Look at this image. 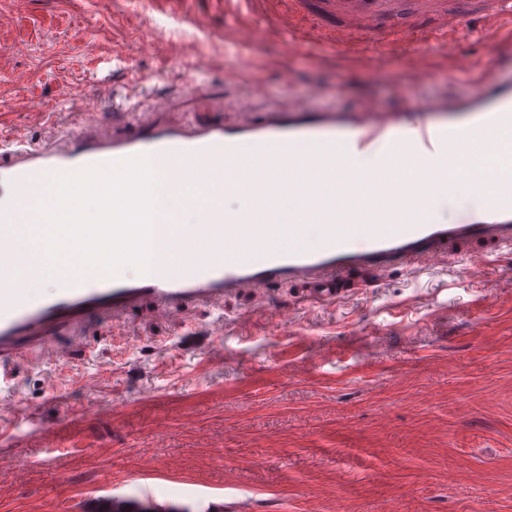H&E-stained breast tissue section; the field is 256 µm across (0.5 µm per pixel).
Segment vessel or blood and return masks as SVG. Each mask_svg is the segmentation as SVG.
<instances>
[{
	"mask_svg": "<svg viewBox=\"0 0 512 512\" xmlns=\"http://www.w3.org/2000/svg\"><path fill=\"white\" fill-rule=\"evenodd\" d=\"M280 30L327 49L378 54L403 51L410 61L433 47L453 63L469 90L427 98L399 112H314L304 105L265 113L236 126L136 123L122 136L106 125L56 144L0 131V369L34 343L52 360L70 351L51 343L68 323L91 313H118L151 301L168 321L186 306L283 280L313 285L336 301L338 278L356 268L433 270L443 248L467 250L472 279L487 275L490 256L512 246V79L496 78L460 48L463 17L505 20L512 0H449L430 38L405 14L416 0H269ZM145 155L163 187L154 235L163 259L150 273L76 276L61 265L58 285L44 278L28 240L39 230L33 208L61 173ZM483 164V177H472ZM89 512H169L153 493L91 498Z\"/></svg>",
	"mask_w": 512,
	"mask_h": 512,
	"instance_id": "1",
	"label": "vessel or blood"
}]
</instances>
